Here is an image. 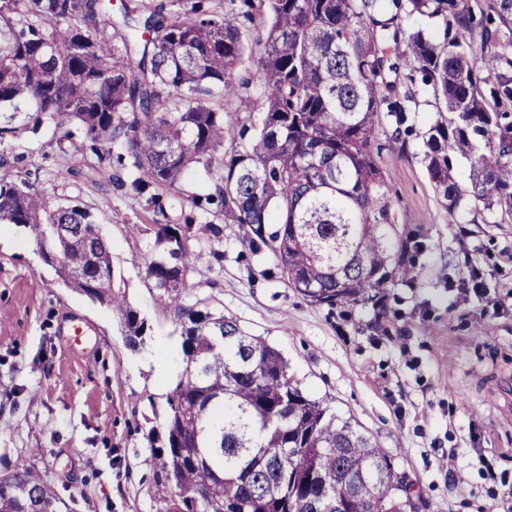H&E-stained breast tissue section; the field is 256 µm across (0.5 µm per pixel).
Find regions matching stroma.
I'll list each match as a JSON object with an SVG mask.
<instances>
[{"instance_id": "1", "label": "stroma", "mask_w": 512, "mask_h": 512, "mask_svg": "<svg viewBox=\"0 0 512 512\" xmlns=\"http://www.w3.org/2000/svg\"><path fill=\"white\" fill-rule=\"evenodd\" d=\"M25 150L37 190L91 208L149 330L129 350L119 318L65 285L27 229L0 233V472L30 460L69 512H156L145 435L175 385L164 344L180 336L145 274L153 236L138 228L152 215L112 188L55 179L62 153L38 142ZM384 164L393 201L405 223L424 227L427 247L415 287L387 289L383 319L368 305L310 304L235 224L219 255L190 270L188 300L265 338L302 388L376 438L417 512H512V222L448 214L417 158L388 153Z\"/></svg>"}]
</instances>
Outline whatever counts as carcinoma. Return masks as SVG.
Wrapping results in <instances>:
<instances>
[{
  "label": "carcinoma",
  "instance_id": "obj_1",
  "mask_svg": "<svg viewBox=\"0 0 512 512\" xmlns=\"http://www.w3.org/2000/svg\"><path fill=\"white\" fill-rule=\"evenodd\" d=\"M265 15L267 25L247 23ZM0 0V144L51 134L77 158L59 179L111 186L153 214L147 277L174 317L183 369L146 438L158 512H412L373 438L309 395L288 361L232 317L186 303L224 225L288 287L333 310L415 284L422 227L398 229L383 152L419 159L448 214L512 219V0ZM258 54L261 111L240 76ZM423 127L406 124L420 103ZM0 155V226L28 229L71 288L95 285L125 345L147 322L117 284L90 208L39 192ZM470 164L469 182L461 165ZM196 166L203 193L184 188ZM203 215L206 237L195 230ZM26 459L0 474V512H61Z\"/></svg>",
  "mask_w": 512,
  "mask_h": 512
}]
</instances>
